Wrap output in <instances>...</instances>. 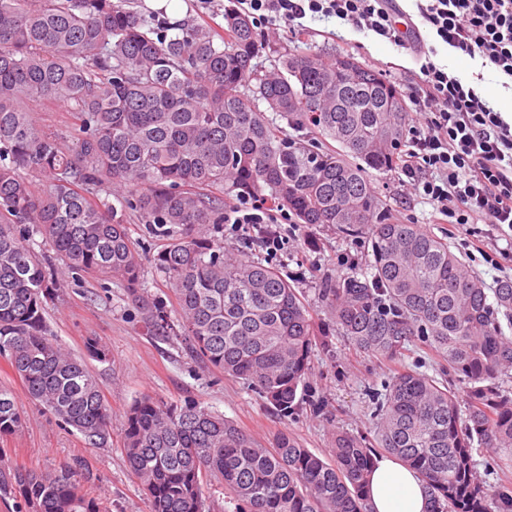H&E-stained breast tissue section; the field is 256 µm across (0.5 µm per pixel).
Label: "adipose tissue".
Instances as JSON below:
<instances>
[{
	"label": "adipose tissue",
	"instance_id": "adipose-tissue-1",
	"mask_svg": "<svg viewBox=\"0 0 512 512\" xmlns=\"http://www.w3.org/2000/svg\"><path fill=\"white\" fill-rule=\"evenodd\" d=\"M368 480L369 512H427L430 492L414 469L380 456Z\"/></svg>",
	"mask_w": 512,
	"mask_h": 512
}]
</instances>
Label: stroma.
<instances>
[{
  "label": "stroma",
  "instance_id": "35a3bbf8",
  "mask_svg": "<svg viewBox=\"0 0 512 512\" xmlns=\"http://www.w3.org/2000/svg\"><path fill=\"white\" fill-rule=\"evenodd\" d=\"M237 0H136L135 7L165 22H221L225 7ZM311 34L294 37L287 25L265 29L268 47L257 62L269 66L281 51L331 59L348 55L383 72L400 90L413 81L416 63L403 48L342 27L334 19L312 21ZM449 71L477 81L491 104L512 113V91L502 87L493 73L481 72L468 59L440 53ZM371 181L392 214L407 224L425 226L428 233L444 238L488 285L512 278V235L486 224H435L432 207L408 194L397 172L373 173ZM287 238L276 254H268L251 226L232 231L222 228L217 237L226 252L245 254L277 266L302 293L315 313L316 344L312 371L301 392L294 415L281 417L242 380L206 367L177 341L163 342L146 336L140 315L128 304L123 287L101 285L91 278L69 283L46 303V318L58 342L71 353H85V342L96 339L108 352L107 361L89 360L112 409V437L107 447H84L79 435L64 429L27 396L21 382L0 359V384L15 393L25 421L16 434L0 439V463L26 469L51 470L74 457L86 458L88 474L79 477L80 492L97 497L106 512H150L137 479L127 470L119 447L127 407L148 394L161 400L200 402L236 422L262 444H270L281 432L297 436L310 451L325 457L337 432L366 433L376 423L375 408L397 366L431 372L434 354L426 347L411 348L396 364L356 350L341 336L325 308L320 289L324 281H336L366 268L362 240L328 227L306 226L290 219L288 210H275Z\"/></svg>",
  "mask_w": 512,
  "mask_h": 512
}]
</instances>
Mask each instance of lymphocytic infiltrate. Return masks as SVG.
<instances>
[{
	"label": "lymphocytic infiltrate",
	"instance_id": "f902f5d3",
	"mask_svg": "<svg viewBox=\"0 0 512 512\" xmlns=\"http://www.w3.org/2000/svg\"><path fill=\"white\" fill-rule=\"evenodd\" d=\"M253 22L305 33L306 18H336L410 50L406 93L416 119L398 164L408 186L451 224L512 229V120L437 59L467 56L512 82V0H239Z\"/></svg>",
	"mask_w": 512,
	"mask_h": 512
}]
</instances>
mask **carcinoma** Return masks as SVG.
<instances>
[{
  "mask_svg": "<svg viewBox=\"0 0 512 512\" xmlns=\"http://www.w3.org/2000/svg\"><path fill=\"white\" fill-rule=\"evenodd\" d=\"M265 41L244 13L224 25L152 19L128 0H0V357L29 399L101 448L112 414L84 360L46 322L66 277L117 280L147 335L254 388L283 417L311 373L309 307L279 271L224 253L201 230L224 223V197L285 207L297 223L367 241V271L326 285L336 327L358 350L396 360L424 344L448 363L398 371L385 384L373 436L336 433L321 458L282 432L267 448L199 403L144 395L127 408L122 452L150 512H206L214 477L248 512H368L367 473L386 454L415 469L429 512H512V478L487 485L473 447L512 468V278L492 288L443 239L397 221L371 187L405 143L403 93L350 56L253 60ZM35 100L61 103L74 123H39ZM265 108H260L259 102ZM338 144L280 136L268 113ZM134 200L112 203L109 186ZM152 231L181 227L149 256L170 284L176 316L142 288L143 262L125 212ZM41 236L37 242L35 236ZM41 244L53 254H37ZM464 384L458 391L446 371ZM24 413L0 384V437ZM74 458L54 471L0 469V497L30 512H103L78 491Z\"/></svg>",
  "mask_w": 512,
  "mask_h": 512,
  "instance_id": "cac0c4a2",
  "label": "carcinoma"
}]
</instances>
